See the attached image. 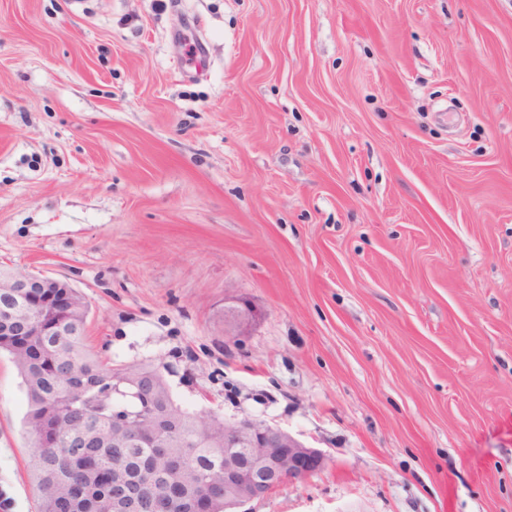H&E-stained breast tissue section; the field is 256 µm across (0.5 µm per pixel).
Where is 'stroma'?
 <instances>
[{
    "label": "stroma",
    "instance_id": "stroma-1",
    "mask_svg": "<svg viewBox=\"0 0 512 512\" xmlns=\"http://www.w3.org/2000/svg\"><path fill=\"white\" fill-rule=\"evenodd\" d=\"M0 266L329 456L248 512H512V0H0Z\"/></svg>",
    "mask_w": 512,
    "mask_h": 512
}]
</instances>
